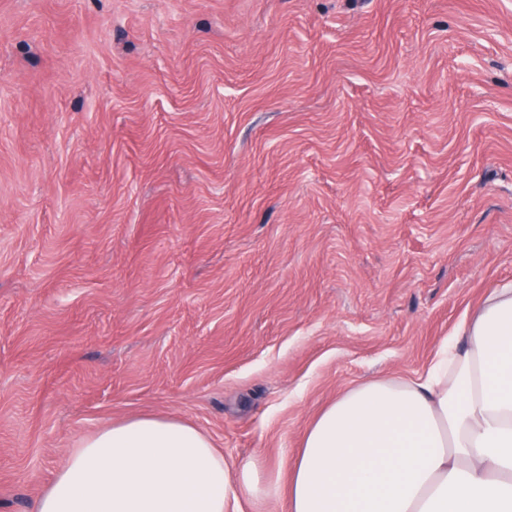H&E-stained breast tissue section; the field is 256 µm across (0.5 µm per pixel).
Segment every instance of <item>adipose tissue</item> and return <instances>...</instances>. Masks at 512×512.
<instances>
[{
	"label": "adipose tissue",
	"mask_w": 512,
	"mask_h": 512,
	"mask_svg": "<svg viewBox=\"0 0 512 512\" xmlns=\"http://www.w3.org/2000/svg\"><path fill=\"white\" fill-rule=\"evenodd\" d=\"M288 484L231 466L183 421L134 417L73 449L32 512H512V286L492 289L418 377L374 379L308 428Z\"/></svg>",
	"instance_id": "ef3b65f1"
}]
</instances>
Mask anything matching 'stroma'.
<instances>
[{
  "label": "stroma",
  "instance_id": "35a3bbf8",
  "mask_svg": "<svg viewBox=\"0 0 512 512\" xmlns=\"http://www.w3.org/2000/svg\"><path fill=\"white\" fill-rule=\"evenodd\" d=\"M512 283V0H0V512L172 417L280 475Z\"/></svg>",
  "mask_w": 512,
  "mask_h": 512
}]
</instances>
